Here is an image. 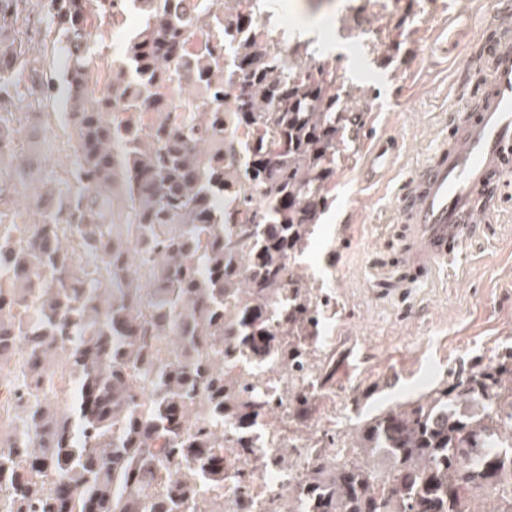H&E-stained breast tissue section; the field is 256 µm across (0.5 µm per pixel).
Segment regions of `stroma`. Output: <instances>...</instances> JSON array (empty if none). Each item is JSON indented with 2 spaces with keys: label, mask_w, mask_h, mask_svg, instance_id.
I'll return each mask as SVG.
<instances>
[{
  "label": "stroma",
  "mask_w": 512,
  "mask_h": 512,
  "mask_svg": "<svg viewBox=\"0 0 512 512\" xmlns=\"http://www.w3.org/2000/svg\"><path fill=\"white\" fill-rule=\"evenodd\" d=\"M500 5L512 0H335L331 15L310 19L295 0H265V18L283 43L313 25L316 39L299 63L335 67L349 107L365 121L298 260L309 287L332 283L331 332L320 336L316 357L335 362L336 374L314 402L309 426L269 418L268 429L286 431L291 443L325 442L335 458L380 410L492 364L512 347V184L478 219L467 261L417 282L401 263L412 241L398 198L462 114L468 90H480L483 72L474 61L492 35L482 20ZM49 25L37 0H27L18 37L29 58L58 73L64 58L44 49ZM12 96L14 148L28 183L60 189L74 166L62 104L46 100L25 70L17 71ZM382 140L397 146L393 166L365 180L367 155Z\"/></svg>",
  "instance_id": "obj_1"
}]
</instances>
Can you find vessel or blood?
<instances>
[{
	"mask_svg": "<svg viewBox=\"0 0 512 512\" xmlns=\"http://www.w3.org/2000/svg\"><path fill=\"white\" fill-rule=\"evenodd\" d=\"M484 24L497 38L480 60L485 75L478 109L456 120L449 139L400 196V219L419 245L406 265L418 274L461 255L480 199L512 179V11L496 12Z\"/></svg>",
	"mask_w": 512,
	"mask_h": 512,
	"instance_id": "obj_1",
	"label": "vessel or blood"
}]
</instances>
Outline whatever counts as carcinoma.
<instances>
[{
    "instance_id": "cac0c4a2",
    "label": "carcinoma",
    "mask_w": 512,
    "mask_h": 512,
    "mask_svg": "<svg viewBox=\"0 0 512 512\" xmlns=\"http://www.w3.org/2000/svg\"><path fill=\"white\" fill-rule=\"evenodd\" d=\"M127 1L140 25L101 85L90 29ZM23 2L0 0V195L43 219L0 223L8 512H194L204 496L224 512L229 479L238 512H252L258 428L277 411L307 420L335 373L312 362L329 300L296 259L363 116L328 65L282 54L260 0H40L67 60L59 78L25 57ZM18 67L45 97L66 96L65 195L28 191L14 164ZM243 362L277 376L285 398L236 373ZM58 372L72 384L62 411ZM352 448L358 458L333 463L293 448L302 473L272 512H477L480 500L512 512V348L379 411Z\"/></svg>"
}]
</instances>
